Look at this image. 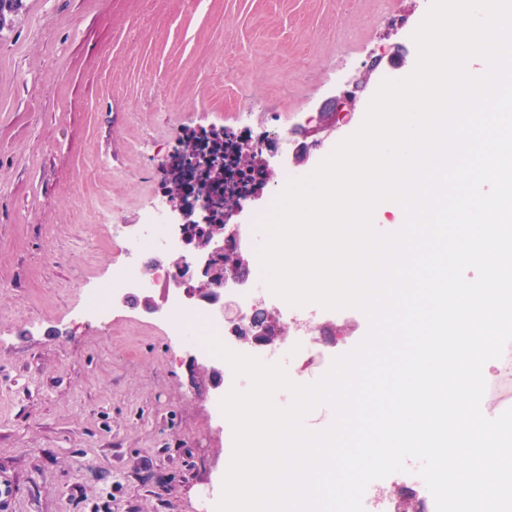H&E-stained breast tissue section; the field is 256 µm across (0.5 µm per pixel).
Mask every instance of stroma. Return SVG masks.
I'll use <instances>...</instances> for the list:
<instances>
[{"label": "stroma", "instance_id": "stroma-1", "mask_svg": "<svg viewBox=\"0 0 512 512\" xmlns=\"http://www.w3.org/2000/svg\"><path fill=\"white\" fill-rule=\"evenodd\" d=\"M431 0H23L0 30V512H213L231 447L164 314L84 312L191 132L296 128L378 63L409 75ZM335 358L368 326L326 311Z\"/></svg>", "mask_w": 512, "mask_h": 512}]
</instances>
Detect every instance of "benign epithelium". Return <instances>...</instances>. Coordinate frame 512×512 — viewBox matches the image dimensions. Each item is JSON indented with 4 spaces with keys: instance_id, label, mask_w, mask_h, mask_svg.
<instances>
[{
    "instance_id": "7a95c632",
    "label": "benign epithelium",
    "mask_w": 512,
    "mask_h": 512,
    "mask_svg": "<svg viewBox=\"0 0 512 512\" xmlns=\"http://www.w3.org/2000/svg\"><path fill=\"white\" fill-rule=\"evenodd\" d=\"M375 69L376 66H371L353 82L352 89L334 95L323 103L317 111L315 122L308 121L299 127L300 140L294 143L288 154L292 164H306L314 150L336 138V131L350 122L357 92L365 88ZM177 164L182 165L185 173L194 172L202 179L208 172L221 173L227 186L225 194L233 195V201L226 209L229 216L241 213L244 201L258 199L256 194L248 196L231 188V174L224 168L223 151L216 150L212 145L207 147L200 143L195 151L180 150L162 162L167 171ZM166 206L168 223L176 238L174 249L181 252L180 260L174 263V271L164 280V287L158 292L153 288L157 281L154 271L163 267L169 255L168 249L160 250V256L145 264L142 272V278L149 287L132 289L122 295V302L134 303L146 313L155 314L173 295L181 298L186 305L204 302L226 310L224 285L227 280L238 279L240 275L236 271H224L223 259L229 257L243 267L250 264V252L239 245L237 225L208 223L209 215L218 205L217 199L205 190L195 193L192 205L184 195L168 193ZM157 292L160 293L158 300L155 299ZM229 321L235 324L237 341L252 349H266L286 339L282 332L284 322L259 304L252 305L248 310L236 307ZM187 368L193 385L199 384L197 375L203 372L210 375L212 387L219 388L224 383V369L215 366L208 368L194 355L188 356Z\"/></svg>"
}]
</instances>
